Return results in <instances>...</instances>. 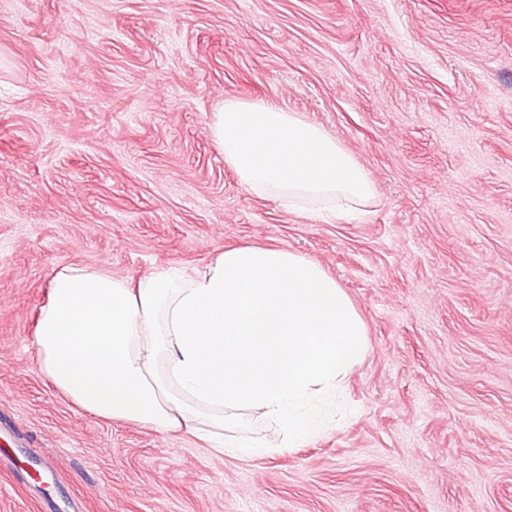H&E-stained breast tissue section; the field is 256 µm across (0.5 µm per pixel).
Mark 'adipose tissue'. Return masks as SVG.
Wrapping results in <instances>:
<instances>
[{
    "instance_id": "1",
    "label": "adipose tissue",
    "mask_w": 512,
    "mask_h": 512,
    "mask_svg": "<svg viewBox=\"0 0 512 512\" xmlns=\"http://www.w3.org/2000/svg\"><path fill=\"white\" fill-rule=\"evenodd\" d=\"M35 328L40 372L106 420L182 429L245 457L298 448L337 421L367 330L318 262L242 245L131 281L61 267ZM277 441L238 435L246 415Z\"/></svg>"
}]
</instances>
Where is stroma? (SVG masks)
Masks as SVG:
<instances>
[{"label": "stroma", "mask_w": 512, "mask_h": 512, "mask_svg": "<svg viewBox=\"0 0 512 512\" xmlns=\"http://www.w3.org/2000/svg\"><path fill=\"white\" fill-rule=\"evenodd\" d=\"M228 98L335 136L366 213L242 186ZM244 243L318 261L364 320L339 427L230 456L40 374L60 267ZM0 512H512V0H0Z\"/></svg>", "instance_id": "1"}]
</instances>
